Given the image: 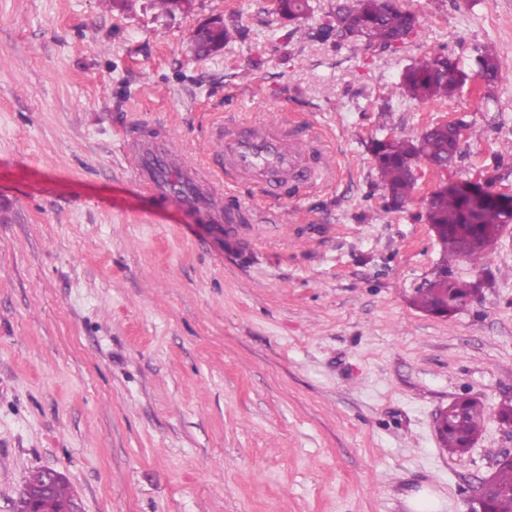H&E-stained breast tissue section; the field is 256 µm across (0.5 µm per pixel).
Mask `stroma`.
<instances>
[{
    "label": "stroma",
    "mask_w": 512,
    "mask_h": 512,
    "mask_svg": "<svg viewBox=\"0 0 512 512\" xmlns=\"http://www.w3.org/2000/svg\"><path fill=\"white\" fill-rule=\"evenodd\" d=\"M420 21L397 52L310 37L270 0H0V512L30 473H62L82 512H469L512 435V226L483 266L443 260L427 220L441 183L498 160L512 191V83L497 102L405 96L430 51L512 65V0H397ZM239 36L204 59V22ZM279 119L319 142L334 180L265 208L235 189L232 231L160 208L128 170L127 123L160 122L189 157L222 117ZM455 119L448 170L426 160L387 212L373 139ZM480 297L416 309L440 265ZM484 406L469 452H442L440 410Z\"/></svg>",
    "instance_id": "stroma-1"
}]
</instances>
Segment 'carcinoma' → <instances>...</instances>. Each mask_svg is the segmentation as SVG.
<instances>
[{"instance_id": "1", "label": "carcinoma", "mask_w": 512, "mask_h": 512, "mask_svg": "<svg viewBox=\"0 0 512 512\" xmlns=\"http://www.w3.org/2000/svg\"><path fill=\"white\" fill-rule=\"evenodd\" d=\"M309 0H277L276 13L290 21L298 22L310 12ZM420 29L416 14L402 9L395 0H336L335 9L328 19L313 33V37L327 41L332 38L355 48L363 43L380 52L394 51L418 36ZM239 33L236 22L222 23L195 38V53L204 58L222 49ZM482 80L488 92L486 102L495 101L493 88L503 81H512V69L505 70L498 55L490 50L481 51L475 68L467 69L447 55L433 52L421 63L405 67L401 73L404 94L421 102L448 99L459 93L469 82ZM377 171L386 192V210L404 208L416 183V162L424 158L444 170L451 167L460 153V143L441 123L427 128L413 137H386L371 143ZM427 222L437 226L438 240L444 258L462 256L478 265L485 258V251L493 245L494 238L512 223V207L506 208L490 199L480 208L473 206L472 198L459 189L442 185L430 197L426 214ZM474 283L454 280L448 292L460 302L467 301ZM445 293L439 288L417 290L414 305L427 313L437 311L444 302ZM483 407L479 400H468L462 418L455 420L448 429V438L441 447L451 455L464 452L463 443L469 436L481 433ZM76 506L68 492L64 476L54 482L52 497L46 512H71Z\"/></svg>"}]
</instances>
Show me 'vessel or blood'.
<instances>
[{
	"label": "vessel or blood",
	"mask_w": 512,
	"mask_h": 512,
	"mask_svg": "<svg viewBox=\"0 0 512 512\" xmlns=\"http://www.w3.org/2000/svg\"><path fill=\"white\" fill-rule=\"evenodd\" d=\"M207 136L217 153L193 163L166 132L136 124L126 134L124 160L162 206L218 225L232 211L227 194L236 184L256 186L260 200L271 204L287 198L289 185L315 183L332 169L323 158L308 165L296 132L280 120H219L209 125Z\"/></svg>",
	"instance_id": "vessel-or-blood-1"
}]
</instances>
